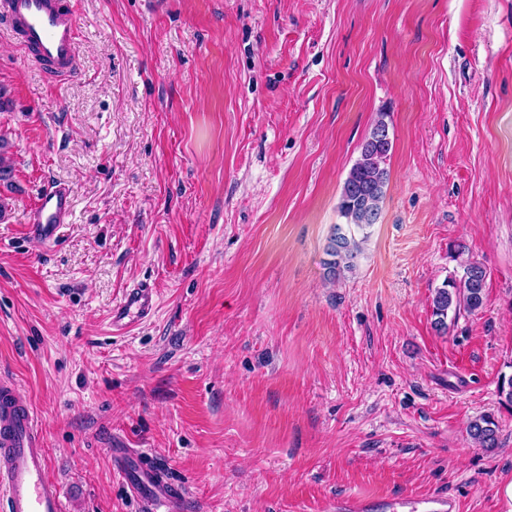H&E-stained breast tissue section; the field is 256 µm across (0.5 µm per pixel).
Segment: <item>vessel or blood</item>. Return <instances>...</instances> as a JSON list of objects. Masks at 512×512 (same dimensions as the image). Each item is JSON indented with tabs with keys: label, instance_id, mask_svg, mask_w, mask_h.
Here are the masks:
<instances>
[{
	"label": "vessel or blood",
	"instance_id": "vessel-or-blood-1",
	"mask_svg": "<svg viewBox=\"0 0 512 512\" xmlns=\"http://www.w3.org/2000/svg\"><path fill=\"white\" fill-rule=\"evenodd\" d=\"M0 31L17 37L26 58L51 80L75 77L80 32L73 0H0ZM69 188L55 183L38 191L29 212L28 239L56 242L69 217ZM154 307L150 285L125 292L113 306L111 324L124 328ZM112 470L126 487L136 512H185L188 491L145 450L113 448ZM326 512H460L449 496L348 497L326 504ZM0 512H64L60 486L48 475V458L33 409L13 384L0 378Z\"/></svg>",
	"mask_w": 512,
	"mask_h": 512
}]
</instances>
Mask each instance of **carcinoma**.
I'll use <instances>...</instances> for the list:
<instances>
[{
	"mask_svg": "<svg viewBox=\"0 0 512 512\" xmlns=\"http://www.w3.org/2000/svg\"><path fill=\"white\" fill-rule=\"evenodd\" d=\"M392 149L388 125L378 120L372 127L360 151V157L351 167L344 181L339 209L347 219V227L336 225L329 238L323 262L326 275L336 280L354 269V259L360 246L352 229H364L377 223L385 199L388 183L386 161ZM487 271L479 262L465 265L461 279H448L433 298L434 327L439 332L448 330V321L455 320L461 309L474 312L484 305ZM469 434L479 446L492 448L497 443L495 421L482 416L469 424Z\"/></svg>",
	"mask_w": 512,
	"mask_h": 512,
	"instance_id": "obj_1",
	"label": "carcinoma"
}]
</instances>
